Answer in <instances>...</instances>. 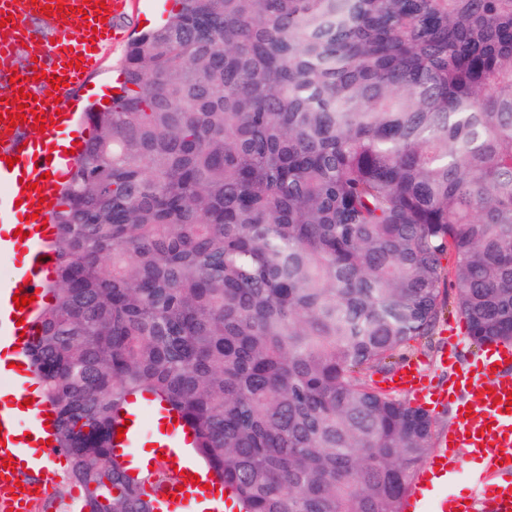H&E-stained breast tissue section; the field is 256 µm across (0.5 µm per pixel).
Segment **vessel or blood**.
Masks as SVG:
<instances>
[{
  "label": "vessel or blood",
  "instance_id": "obj_1",
  "mask_svg": "<svg viewBox=\"0 0 512 512\" xmlns=\"http://www.w3.org/2000/svg\"><path fill=\"white\" fill-rule=\"evenodd\" d=\"M126 0H0V76L12 78L13 89L35 95V114L8 125L0 119V256L18 251L22 262L12 279L0 283V512H30L34 494L20 492L17 471L24 464L27 449L54 457L50 444L54 427L48 424V404L22 406L21 396L31 388L27 368V347L35 333L33 318L43 306L45 289L53 277L56 257L49 243L53 227H38L31 218L39 213L49 218L57 205L58 194L52 178L74 160L75 144L84 143L95 132L93 125L76 126L74 116L59 112L54 97L44 94L48 76L60 77L69 86L80 85L84 67L94 51L116 31L105 15L120 13ZM50 10L52 25L50 60L16 61L15 49L25 39L28 18ZM45 120L43 129H35L36 117ZM14 165H7V158ZM31 297L32 302L17 308L14 295ZM512 361V347L489 345L484 354L455 374L451 385L432 388L425 371L415 361L406 362L396 378L388 379L391 388L413 394L421 403H448L454 408L452 426L441 433L433 450L416 476L405 503L407 512H476L482 502H489L493 512H512V413L507 397L512 394V374L505 362ZM18 393V400L8 399V392ZM152 417L163 432L162 458L152 459V466L178 468L173 484L156 491V512H196V504L208 500L212 512H223L224 503L210 494V474L183 448L189 438L177 414L159 409L146 399L123 415L128 426L122 441L115 443V453L124 455L133 469L143 467L138 448L145 443V417ZM485 463V477L476 479L468 496L433 495L436 481L448 479L459 468L460 455Z\"/></svg>",
  "mask_w": 512,
  "mask_h": 512
}]
</instances>
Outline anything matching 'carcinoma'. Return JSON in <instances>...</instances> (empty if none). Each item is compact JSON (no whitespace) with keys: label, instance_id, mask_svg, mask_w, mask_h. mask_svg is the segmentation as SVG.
<instances>
[{"label":"carcinoma","instance_id":"obj_1","mask_svg":"<svg viewBox=\"0 0 512 512\" xmlns=\"http://www.w3.org/2000/svg\"><path fill=\"white\" fill-rule=\"evenodd\" d=\"M62 184L29 363L77 512H152L144 394L239 512H401L435 420L374 385L446 298L512 344V0H174Z\"/></svg>","mask_w":512,"mask_h":512}]
</instances>
